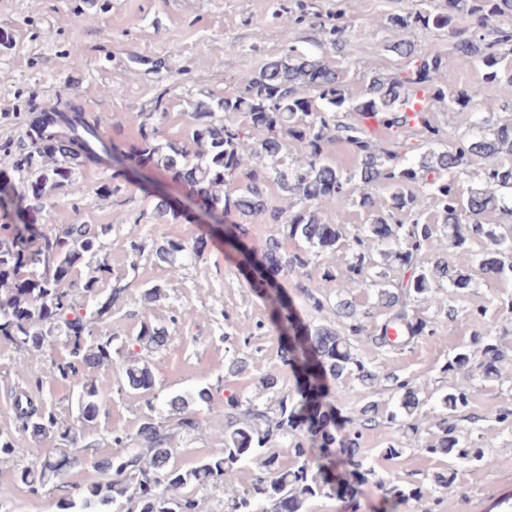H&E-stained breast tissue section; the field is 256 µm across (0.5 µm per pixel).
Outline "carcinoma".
Returning <instances> with one entry per match:
<instances>
[{
    "instance_id": "1",
    "label": "carcinoma",
    "mask_w": 512,
    "mask_h": 512,
    "mask_svg": "<svg viewBox=\"0 0 512 512\" xmlns=\"http://www.w3.org/2000/svg\"><path fill=\"white\" fill-rule=\"evenodd\" d=\"M395 39L389 48L406 60L407 69L394 76L367 77L355 96L344 62H329L302 50L289 49L287 56L269 62L258 72L241 76L237 84L216 100H200L189 114L186 138L159 140L160 125L168 112L157 98L156 112L140 113L139 144L126 154L138 165L152 167L172 181L188 186L206 212L222 222L224 244L240 256V266L254 271L257 287L283 332L281 358L297 378V395L279 393L276 416L258 404L242 406L238 397L224 400V448L197 466L181 469L173 461L176 434L191 435L200 422L194 407L214 403V388L205 385L190 394L173 393L165 405L171 419L145 416L134 435L113 437L122 452L103 459L89 456L95 443L79 430L45 412L28 396L14 399L19 432L40 443L50 439L57 453L45 455L28 449L30 459L16 465L14 479L29 494L39 495L52 486L69 489L58 502L59 512H198L196 499L179 490L207 485L222 486L239 467L255 464L248 489L233 493L230 512H308L311 501L328 496L343 498L355 485L375 475L358 456L359 435L336 439V416L329 382L354 377L370 386L378 375L356 352L352 339L366 335L363 315L345 292L362 283L371 264L370 244L385 247L409 276L378 286V299L390 311L375 328L374 342L400 350L419 336H434L458 310L445 297L434 295L444 286L458 292L471 287L472 278L450 266L448 258L436 257L431 265L419 255L436 232L448 227V242L463 250L472 239L485 242L478 264L489 277L512 281V239L484 222L494 212L512 224V122H500L493 112H479L471 128L451 144L448 132L432 116L434 105L444 103L460 111L468 109L479 90L448 89L439 83L448 56L429 54L411 38L416 30L448 29L455 37L454 52L482 65L486 82L498 87L512 107V0H446L442 6H422L404 16L391 18ZM242 121L235 122L234 118ZM21 126L18 138L0 140V336L20 352H41L54 346L50 336L65 337L66 356L53 362L57 378L78 390L82 418L94 421L99 413L100 388L91 379L95 367L119 357L126 363L123 387L147 392L154 387L150 368L137 363L130 343L117 335L102 334L101 325L112 303L127 290L116 282L109 297L89 303L99 274L98 265L80 282L74 269L101 248L111 231L108 224H67L53 229L42 223L46 211L65 197L77 183L79 168L98 151L113 149L101 132L102 120L85 113L66 114L64 127L48 126L49 113L34 106L15 112ZM391 134L408 130L423 133L418 159L399 151L393 139H376V129ZM305 149L301 162L290 157L289 145ZM345 144L356 158L355 169L344 172L330 159L329 147ZM480 166V184H465L462 175ZM125 171L112 174V184L95 192L103 199L121 191L117 180ZM240 183L236 193L224 186ZM285 193V205L266 200L269 183ZM383 184L389 191L386 209L378 207L369 188ZM336 200L353 204L371 216V224L344 236L336 224L322 219L323 205ZM184 216L168 199L153 205L150 219L156 223ZM275 224L283 238L271 236L248 244L247 225ZM300 239L309 249L289 253L283 239ZM204 238L191 243L168 241L156 247L154 257L174 274L199 257ZM346 249L350 261L339 273L322 264L318 290L311 289L309 267L320 254ZM280 273L300 278L311 307L326 308L335 324L307 325L293 312L291 301L276 285ZM431 301L437 314L413 319L408 299ZM487 310L477 309L479 330L470 346L457 352L446 369L461 372L459 385L440 398L446 411L438 428V440L424 452L448 456L460 462L478 461L489 467L490 457L463 445L456 435L454 414L468 404L474 374L472 357L482 361V378L495 376L500 357L497 327L484 321ZM164 326L141 323L136 341L154 347L167 342ZM402 392L399 412L413 416L419 399L410 382L391 375ZM291 439L294 464L284 467L274 454L265 453L274 438ZM89 463L102 481L83 487L67 482L70 470ZM386 493L399 500H422L416 488L379 480Z\"/></svg>"
}]
</instances>
